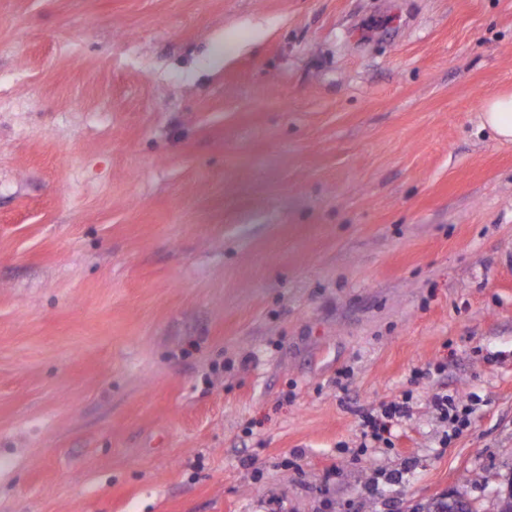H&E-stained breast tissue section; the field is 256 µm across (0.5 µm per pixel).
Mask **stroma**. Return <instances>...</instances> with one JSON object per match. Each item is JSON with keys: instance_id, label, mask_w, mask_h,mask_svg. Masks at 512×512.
I'll list each match as a JSON object with an SVG mask.
<instances>
[{"instance_id": "stroma-1", "label": "stroma", "mask_w": 512, "mask_h": 512, "mask_svg": "<svg viewBox=\"0 0 512 512\" xmlns=\"http://www.w3.org/2000/svg\"><path fill=\"white\" fill-rule=\"evenodd\" d=\"M507 88L512 0H0V512H492ZM481 113V125L484 128L501 141H512V91L487 96ZM411 397L405 393L401 398H395L381 405L380 415L373 412H364L361 415L359 424L361 448H375L376 443H388L389 439L384 437L390 434L389 425L401 422L410 415ZM434 409L441 415L443 419L448 420L454 427V432L460 431V427L465 425V414L468 413L466 406H461L456 403L448 394H436L431 400Z\"/></svg>"}]
</instances>
